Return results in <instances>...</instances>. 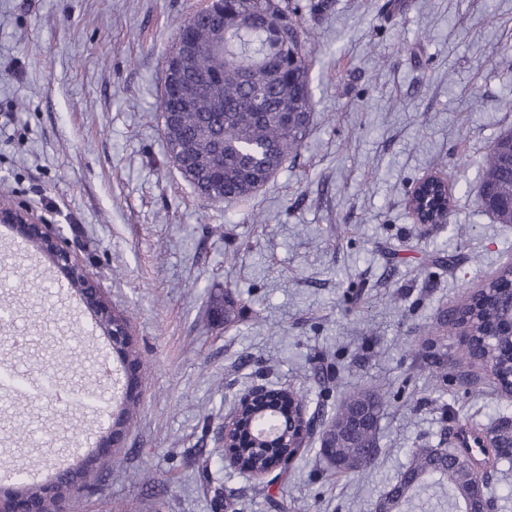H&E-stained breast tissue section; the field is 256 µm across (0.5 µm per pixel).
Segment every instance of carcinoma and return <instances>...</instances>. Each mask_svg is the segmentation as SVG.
Instances as JSON below:
<instances>
[{
    "mask_svg": "<svg viewBox=\"0 0 512 512\" xmlns=\"http://www.w3.org/2000/svg\"><path fill=\"white\" fill-rule=\"evenodd\" d=\"M294 12L290 0H221L214 14L195 12L179 25L177 38L211 46L194 68L183 72L182 79L200 70L215 79L212 99L189 109L178 87L166 83L161 95L160 110L173 119V125H164L168 153L181 158L180 173L198 196L226 203L247 199L301 148L313 112L311 51L292 18ZM481 181L501 195L512 196V153H488L481 165ZM510 278L512 266L506 265L482 288L462 294L458 308L464 313L483 298L486 308L447 326L479 337V343L460 351L455 365L463 369L480 361L490 366L496 371L501 396L512 403V355L508 353L512 337L507 335L512 292L500 288ZM212 309L222 311L226 322L236 318L232 300L216 296ZM388 406L385 397L363 389L343 400L327 433L320 437L321 454L336 476L362 473L374 465L379 424ZM135 417L136 403L126 402L113 426L124 431ZM250 421L248 410H239L235 429L228 434L229 444L242 461L263 470L283 449L250 448L236 440ZM490 434L494 463L512 462V419L499 418ZM40 464L41 459L30 457L18 466L19 492L40 495L42 487L28 479ZM475 481L476 475L453 451L439 454L434 448H415L383 502L386 512H406L413 503L419 512H452L466 508L476 495ZM57 497L67 504L68 512H81L69 482L57 485Z\"/></svg>",
    "mask_w": 512,
    "mask_h": 512,
    "instance_id": "cac0c4a2",
    "label": "carcinoma"
}]
</instances>
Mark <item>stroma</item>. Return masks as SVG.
Masks as SVG:
<instances>
[{
  "label": "stroma",
  "instance_id": "stroma-1",
  "mask_svg": "<svg viewBox=\"0 0 512 512\" xmlns=\"http://www.w3.org/2000/svg\"><path fill=\"white\" fill-rule=\"evenodd\" d=\"M297 2L311 129L252 200L227 204L173 166L159 109L176 27L199 0H0V195L61 230L138 355L137 421L88 476L82 512H375L411 449L454 448L463 424L512 417L483 371L458 378V343L437 333L463 291L512 263V226L477 204L478 163L512 130V0ZM430 173L454 203L424 226L407 199ZM58 276L0 234V298L15 308L0 366L34 388L0 395V465L41 454L45 483L63 449L94 451L111 423L92 400L108 341ZM227 292L240 308L229 326L211 311ZM74 336L81 365L57 363ZM424 336L449 370L442 403L410 351ZM256 383L305 392L328 418L350 390L386 392L376 466L336 477L315 438L280 476L231 465L216 430Z\"/></svg>",
  "mask_w": 512,
  "mask_h": 512
}]
</instances>
